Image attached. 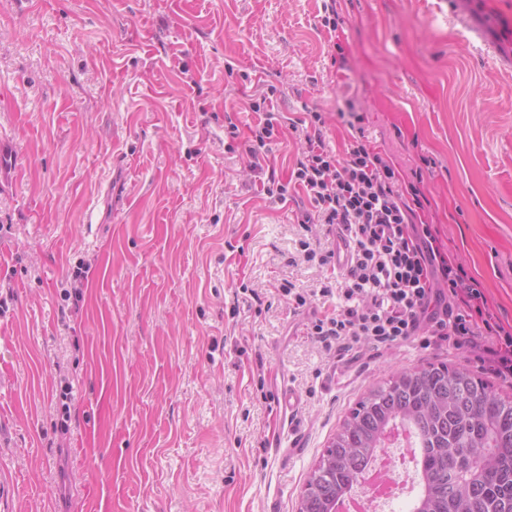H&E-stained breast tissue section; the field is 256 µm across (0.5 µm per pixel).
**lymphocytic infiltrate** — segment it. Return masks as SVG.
<instances>
[{"label":"lymphocytic infiltrate","mask_w":512,"mask_h":512,"mask_svg":"<svg viewBox=\"0 0 512 512\" xmlns=\"http://www.w3.org/2000/svg\"><path fill=\"white\" fill-rule=\"evenodd\" d=\"M275 85L250 95L246 106L261 116L248 137L236 117L225 114L227 151L237 154L241 173L262 177L265 195L294 203L293 221L303 231L290 265L325 269L307 286L282 280L276 291L294 312H308L306 330L328 354L344 358L369 348L387 350L410 342L452 346L468 363L512 382V328L488 304L481 283L448 254L430 217L431 202L421 168L404 175L370 140L356 96L337 111L350 135L343 150L326 143V118L317 111L289 118L267 106ZM292 131L298 145L287 178L269 156L273 144ZM340 237L350 249L345 265L322 236Z\"/></svg>","instance_id":"obj_1"}]
</instances>
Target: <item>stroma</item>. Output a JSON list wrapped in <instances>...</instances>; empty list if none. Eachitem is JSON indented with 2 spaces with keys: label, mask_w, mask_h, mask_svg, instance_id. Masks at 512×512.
Wrapping results in <instances>:
<instances>
[{
  "label": "stroma",
  "mask_w": 512,
  "mask_h": 512,
  "mask_svg": "<svg viewBox=\"0 0 512 512\" xmlns=\"http://www.w3.org/2000/svg\"><path fill=\"white\" fill-rule=\"evenodd\" d=\"M323 0H0L1 501L82 512L78 493L122 441L114 512H297L318 461L375 384L461 361L410 343L339 366L267 292L300 238L287 206L243 185L224 150L252 83L274 111L336 112L357 91L404 173L426 155L433 221L512 325V0H339L332 63ZM95 223H88V216ZM88 269L79 304L63 291ZM263 290L236 301L233 283ZM239 307L231 316V307ZM112 371V433L81 443L91 357ZM291 385L290 412L276 395ZM73 393L65 401L64 393Z\"/></svg>",
  "instance_id": "1"
}]
</instances>
